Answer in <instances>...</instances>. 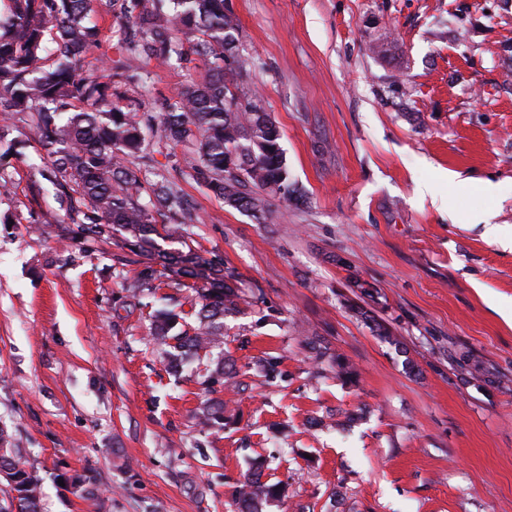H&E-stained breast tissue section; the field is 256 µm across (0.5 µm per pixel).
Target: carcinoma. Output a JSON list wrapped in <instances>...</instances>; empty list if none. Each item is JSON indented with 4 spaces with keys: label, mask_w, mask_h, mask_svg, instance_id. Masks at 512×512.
<instances>
[{
    "label": "carcinoma",
    "mask_w": 512,
    "mask_h": 512,
    "mask_svg": "<svg viewBox=\"0 0 512 512\" xmlns=\"http://www.w3.org/2000/svg\"><path fill=\"white\" fill-rule=\"evenodd\" d=\"M99 11L123 22L120 52L139 68L153 61L181 62L187 42L200 63L198 77L176 95L156 100V111H142L140 99L129 96L122 82L97 76L103 58L85 64L101 44L100 28L92 20ZM7 12L0 19V159L25 157V142L12 137L14 120L25 117L50 159L41 176L91 238L107 240L123 231L124 245L141 256L155 248L160 234L185 242L187 226L198 220L175 181L163 176L143 188L132 158L141 150L145 127L160 131L168 144L187 145L183 168L260 224L271 217L267 196L296 199L279 126L256 97L229 87L243 71V61L234 53L238 25L224 0H7ZM49 38L57 45L52 59ZM172 275L211 280V287L196 289L201 301L197 325L176 333L179 313L161 309L152 315L153 339L168 347L170 361L181 362L221 347L224 315L239 309L242 295L231 276L223 274L221 261L188 251L162 254L159 268L143 265L129 284L131 297H141ZM326 356L336 374L356 380L355 370L340 355L317 350V359ZM233 369L222 358L207 363L202 374L206 391L215 392ZM256 371L270 382L282 377L275 356L259 359ZM222 420L224 401L217 400L205 407L200 424ZM9 445L10 435L1 429L5 452L0 468L11 470L15 482L7 483L9 503L0 504V512H40L38 478ZM280 494L279 485L261 481V473L254 471L239 483L235 497L239 512H261Z\"/></svg>",
    "instance_id": "carcinoma-1"
}]
</instances>
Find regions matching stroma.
I'll return each mask as SVG.
<instances>
[{"instance_id": "obj_1", "label": "stroma", "mask_w": 512, "mask_h": 512, "mask_svg": "<svg viewBox=\"0 0 512 512\" xmlns=\"http://www.w3.org/2000/svg\"><path fill=\"white\" fill-rule=\"evenodd\" d=\"M226 7L240 87L276 120L300 202L273 201L257 223L179 172L182 148L155 134L139 176L179 184L199 217L191 247L221 256L245 298L224 350L247 389L217 392L234 423L200 430L195 364L170 370L150 339L157 309L194 322L203 280L131 302L121 235L95 241L72 223L25 123L24 158L0 166V428L39 479L42 512H236L258 456L284 487L265 512H512V0ZM150 71V94L127 86L148 111L198 73ZM315 335L356 382L317 360ZM266 355L284 382L255 374ZM77 475L93 476L94 497Z\"/></svg>"}]
</instances>
